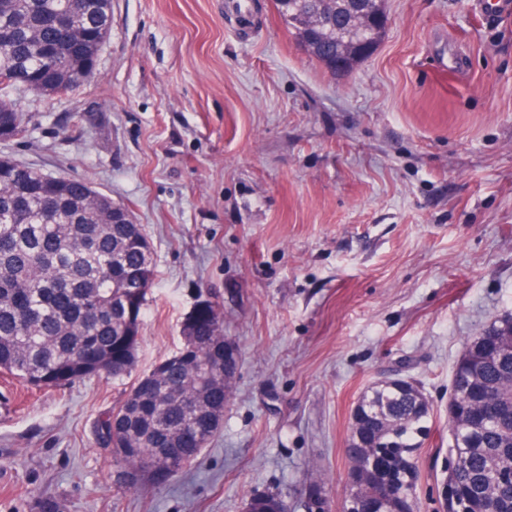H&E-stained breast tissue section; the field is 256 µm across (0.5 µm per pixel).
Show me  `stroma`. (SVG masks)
<instances>
[{
  "instance_id": "1",
  "label": "stroma",
  "mask_w": 512,
  "mask_h": 512,
  "mask_svg": "<svg viewBox=\"0 0 512 512\" xmlns=\"http://www.w3.org/2000/svg\"><path fill=\"white\" fill-rule=\"evenodd\" d=\"M230 0H112L94 76L23 94L0 156L92 183L129 209L155 267L132 375L33 390L0 374V512H306L320 471L341 512L352 411L400 374L434 409L431 512L467 342L512 315V0H384L377 50L343 76L274 0L242 33ZM463 54L457 74L433 57ZM203 303L239 353L220 431L162 484L120 485L96 443L136 377L179 350Z\"/></svg>"
}]
</instances>
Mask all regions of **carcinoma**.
I'll return each instance as SVG.
<instances>
[{
    "instance_id": "carcinoma-1",
    "label": "carcinoma",
    "mask_w": 512,
    "mask_h": 512,
    "mask_svg": "<svg viewBox=\"0 0 512 512\" xmlns=\"http://www.w3.org/2000/svg\"><path fill=\"white\" fill-rule=\"evenodd\" d=\"M296 39L310 31L306 52L336 71L344 37L323 18H336L334 0H275ZM67 9L69 33L53 17ZM112 26V0H0V108L17 107L3 81H21L50 98L53 82L73 92L92 77ZM41 170L0 157V371L33 388L61 387L106 372L131 373L140 344L142 309L153 277L151 246L131 213L76 177L43 179ZM180 351L137 380L98 423L97 444L122 472L158 465L177 474L199 456L183 437L197 417L215 427L224 406L211 386L224 378V317L211 305L184 324ZM89 345L99 360L82 358ZM467 391L448 410L450 453L461 463L441 472L467 512H512V317L473 337L458 360L452 389ZM433 409L421 390L402 378L381 381L359 399L352 435L346 497L357 512H422L418 455L431 434ZM285 500L265 492L251 512H277Z\"/></svg>"
}]
</instances>
